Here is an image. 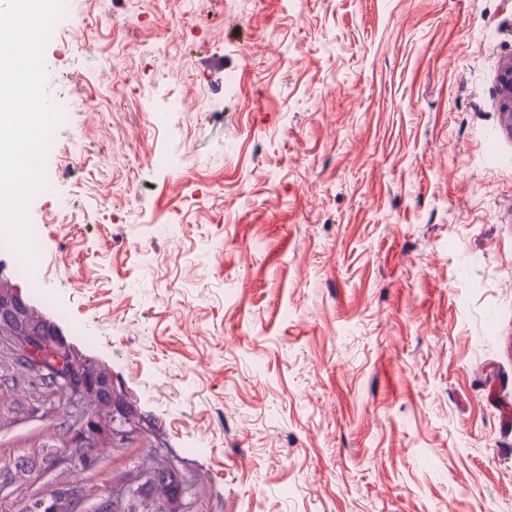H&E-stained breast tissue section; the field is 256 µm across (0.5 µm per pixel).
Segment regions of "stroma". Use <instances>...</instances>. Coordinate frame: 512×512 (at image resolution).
<instances>
[{"instance_id":"35a3bbf8","label":"stroma","mask_w":512,"mask_h":512,"mask_svg":"<svg viewBox=\"0 0 512 512\" xmlns=\"http://www.w3.org/2000/svg\"><path fill=\"white\" fill-rule=\"evenodd\" d=\"M37 279L140 418L0 338V512L166 458L191 512H512V0H71ZM220 58L224 69L208 62ZM50 334L53 336H40V331L27 325L14 336L15 349L22 362L48 379L42 382L59 390L69 404L93 406L81 430L48 454L86 466L90 460L87 448L101 441L124 438L131 416L126 407L113 405L117 390L109 370L98 362L90 365L83 361L71 369L68 364L74 361L75 347L57 326L51 328ZM41 360H46L49 368Z\"/></svg>"}]
</instances>
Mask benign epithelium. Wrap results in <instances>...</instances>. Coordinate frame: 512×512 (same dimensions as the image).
Segmentation results:
<instances>
[{
  "instance_id": "1",
  "label": "benign epithelium",
  "mask_w": 512,
  "mask_h": 512,
  "mask_svg": "<svg viewBox=\"0 0 512 512\" xmlns=\"http://www.w3.org/2000/svg\"><path fill=\"white\" fill-rule=\"evenodd\" d=\"M500 81L503 89L502 112L512 123V60L503 66ZM15 349L22 362L46 378V384L59 390L69 404L93 406L81 430L49 456L62 457L86 466L89 463L90 445L125 437L130 414L127 408L113 405L112 399L117 390L109 370L97 362L92 365L82 362L73 369L69 368L76 349L58 327H52L48 336L40 335L30 326L25 327L15 336ZM146 482L168 491L174 497L178 496L177 485L166 467L147 472ZM76 505L73 495L60 493L51 500L33 499L25 507V512H71Z\"/></svg>"
}]
</instances>
